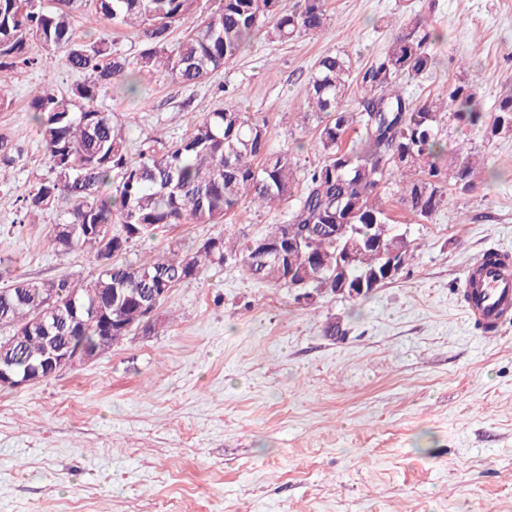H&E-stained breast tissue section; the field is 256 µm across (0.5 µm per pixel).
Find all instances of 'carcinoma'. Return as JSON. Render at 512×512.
Masks as SVG:
<instances>
[{
	"label": "carcinoma",
	"mask_w": 512,
	"mask_h": 512,
	"mask_svg": "<svg viewBox=\"0 0 512 512\" xmlns=\"http://www.w3.org/2000/svg\"><path fill=\"white\" fill-rule=\"evenodd\" d=\"M85 0H0V107L10 104L6 74L35 64L27 46L38 41L63 55L65 65L82 79L65 95L49 90L30 100L50 160V176L34 182L22 197L24 215L55 209L62 222L52 226L51 241L62 251L87 250L96 272L82 282L67 278L36 281L16 274L0 288V316L13 323V347L0 354L26 372L47 350L86 346L107 353L131 332L152 331L155 323L143 308L148 296L197 279L232 255L230 239L210 237L192 251L178 244L135 265L118 260L132 240L160 226L192 221L218 224L245 203L260 207L295 201L284 224H268L258 239L302 244L288 250V266L261 264L256 240L240 248L244 273L257 281L289 286L308 281L314 289L335 293L341 279L381 287L375 274L387 254L413 259L417 245L391 223L384 189L394 186L400 203L427 220L447 199L445 187L472 190L483 162L464 144L448 146V121L484 130L490 139L512 135V94L486 112L477 96L476 78L448 84V93L411 102L399 88L403 78L426 74L434 65L430 48L435 29L414 17L393 34L384 56L360 82L357 108L347 98L355 78L348 55L326 52L308 81L304 118L316 120V142L323 160L298 185L290 149H269L266 122L228 107L193 116L189 132L159 149L128 158L123 125L98 104L109 89L137 75L163 69L182 83H196L234 60L260 32L278 41L313 36L328 20V0H300L288 12L280 0H213L194 32L175 47V24L197 12L199 0H90L106 33L83 40L72 28L75 9ZM114 27L137 31L144 48L128 57L112 47ZM355 139L348 147L349 131ZM20 155L0 137V180L15 169ZM123 170L112 186V170ZM329 224L347 230L332 235ZM54 288L58 298L79 291L77 313L64 307L48 330H28L39 292ZM108 298L94 315L85 311L97 298Z\"/></svg>",
	"instance_id": "1"
}]
</instances>
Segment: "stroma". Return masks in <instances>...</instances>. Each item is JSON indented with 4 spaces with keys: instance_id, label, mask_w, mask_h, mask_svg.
Wrapping results in <instances>:
<instances>
[{
    "instance_id": "1",
    "label": "stroma",
    "mask_w": 512,
    "mask_h": 512,
    "mask_svg": "<svg viewBox=\"0 0 512 512\" xmlns=\"http://www.w3.org/2000/svg\"><path fill=\"white\" fill-rule=\"evenodd\" d=\"M328 14L312 37L256 35L198 83L153 71L134 96L109 92L103 106L124 124L130 160L185 135L193 113L236 105L267 122L270 149L296 147L299 170L317 165L314 128L297 123L316 59L348 54L362 76L417 15L438 39L433 68L402 81L415 103L446 92L462 59L485 106L512 92V0H328ZM28 54L35 65L15 70L0 109V136L22 155L0 184V257L30 279L79 281L94 265L55 249L57 211L29 224L20 201L49 170L31 93H66L78 76L39 43ZM464 137L498 179L448 189L426 220L387 190L391 219L418 249L368 296L304 302L230 259L170 291L157 332L0 390V512H512V325L480 338L455 291L485 246L512 251V136L449 125V141ZM287 219L284 204L244 207L219 225L158 229L122 259L220 234L244 244Z\"/></svg>"
}]
</instances>
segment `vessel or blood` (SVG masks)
Segmentation results:
<instances>
[{"label":"vessel or blood","instance_id":"1","mask_svg":"<svg viewBox=\"0 0 512 512\" xmlns=\"http://www.w3.org/2000/svg\"><path fill=\"white\" fill-rule=\"evenodd\" d=\"M465 317L485 338L512 324V252L491 247L471 261L457 286Z\"/></svg>","mask_w":512,"mask_h":512}]
</instances>
